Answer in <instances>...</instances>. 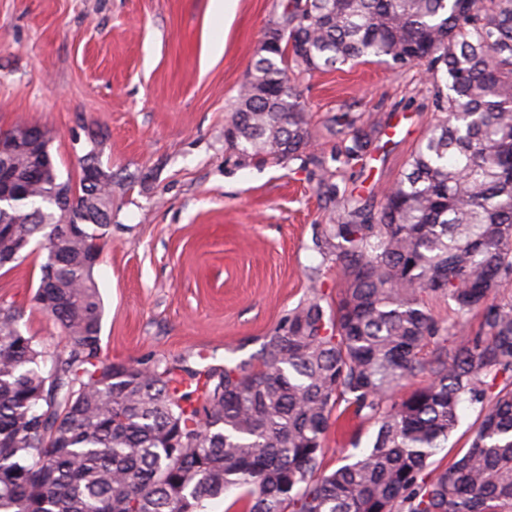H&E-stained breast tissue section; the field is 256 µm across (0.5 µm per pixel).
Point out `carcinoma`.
Instances as JSON below:
<instances>
[{"mask_svg":"<svg viewBox=\"0 0 512 512\" xmlns=\"http://www.w3.org/2000/svg\"><path fill=\"white\" fill-rule=\"evenodd\" d=\"M224 125L242 159L289 162L307 152L310 117L295 73L374 57L394 71L425 66L439 114L408 169L378 203L335 179L369 153L373 130L348 112L342 139L310 157L318 190L343 213L324 230L343 285L326 312L318 292L266 337L249 365L205 356L136 363L101 357L103 302L94 276L112 224V171L79 157V189L60 223L50 141L19 153L46 178L0 208V255L29 244L63 253L40 309L67 351L20 330L0 304V512H512V0H281ZM292 43L291 56L284 47ZM336 163L331 167L328 161ZM40 216L30 219L34 209ZM485 288L478 291L474 284ZM448 301L441 327L423 295ZM481 329L463 333L469 316ZM450 332L451 349L419 356ZM427 383L386 409L403 381ZM502 383H497L498 379ZM377 418L372 448L329 472L323 440L340 401ZM481 405L468 447L445 469L435 456Z\"/></svg>","mask_w":512,"mask_h":512,"instance_id":"carcinoma-1","label":"carcinoma"}]
</instances>
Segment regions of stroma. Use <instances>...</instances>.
<instances>
[{"instance_id":"35a3bbf8","label":"stroma","mask_w":512,"mask_h":512,"mask_svg":"<svg viewBox=\"0 0 512 512\" xmlns=\"http://www.w3.org/2000/svg\"><path fill=\"white\" fill-rule=\"evenodd\" d=\"M278 0H0V130L27 124L51 137L61 179L101 143L112 171V225L95 270L104 303L101 356L111 362L204 353L248 362L312 290L333 307L341 273L321 247L339 209L317 193L306 158L243 161L224 124ZM223 42L222 53L211 49ZM310 154L340 138L328 115L376 122L370 153L344 179L365 197L402 176L437 109L423 68L365 61L300 76ZM42 257L0 270V303L21 308L24 333L66 351L33 296ZM378 425L339 403L325 437L327 471L372 447Z\"/></svg>"}]
</instances>
